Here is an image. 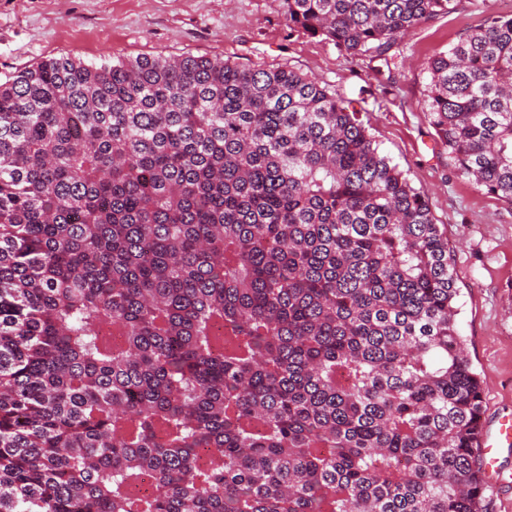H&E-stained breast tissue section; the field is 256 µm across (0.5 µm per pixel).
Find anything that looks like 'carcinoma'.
I'll return each instance as SVG.
<instances>
[{
	"mask_svg": "<svg viewBox=\"0 0 512 512\" xmlns=\"http://www.w3.org/2000/svg\"><path fill=\"white\" fill-rule=\"evenodd\" d=\"M458 0H284L390 67ZM512 205V15L427 63ZM448 239L335 89L220 57L0 81V512H486ZM152 490H141L145 479Z\"/></svg>",
	"mask_w": 512,
	"mask_h": 512,
	"instance_id": "cac0c4a2",
	"label": "carcinoma"
}]
</instances>
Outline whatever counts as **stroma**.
<instances>
[{"label":"stroma","instance_id":"obj_1","mask_svg":"<svg viewBox=\"0 0 512 512\" xmlns=\"http://www.w3.org/2000/svg\"><path fill=\"white\" fill-rule=\"evenodd\" d=\"M504 12L501 0H459L392 48L386 76L296 28L283 0H0V80L61 54L87 62L189 54L287 66L336 89L361 112L379 153L427 196L448 239L458 324L490 431L512 415V206L457 172L421 102L428 61Z\"/></svg>","mask_w":512,"mask_h":512}]
</instances>
